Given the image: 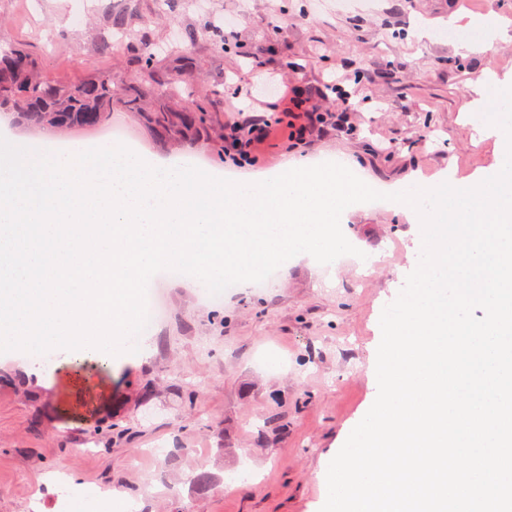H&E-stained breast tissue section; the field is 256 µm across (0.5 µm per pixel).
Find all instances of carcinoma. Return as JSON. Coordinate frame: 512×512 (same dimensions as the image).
Segmentation results:
<instances>
[{
    "label": "carcinoma",
    "instance_id": "cac0c4a2",
    "mask_svg": "<svg viewBox=\"0 0 512 512\" xmlns=\"http://www.w3.org/2000/svg\"><path fill=\"white\" fill-rule=\"evenodd\" d=\"M142 93L110 75L64 85L41 75L18 47L0 49V109L34 125L76 128L107 125L117 103L135 106Z\"/></svg>",
    "mask_w": 512,
    "mask_h": 512
}]
</instances>
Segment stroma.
Segmentation results:
<instances>
[{"label": "stroma", "instance_id": "stroma-1", "mask_svg": "<svg viewBox=\"0 0 512 512\" xmlns=\"http://www.w3.org/2000/svg\"><path fill=\"white\" fill-rule=\"evenodd\" d=\"M116 12L127 18L121 37ZM491 13L512 21V0H0V43L25 46L64 84L112 74L146 89L137 108L114 107L109 124L125 145L147 163L199 164L221 178L230 175L226 107L259 114L288 89L309 111L336 115L343 107L329 83L339 81L355 105L348 127L311 129L289 153L278 134L259 147L263 166L240 176L275 175L290 159L340 161L389 191L448 169L478 177L494 163L492 140L479 137L476 82L486 71L512 81V40L466 56L439 36L450 15ZM116 39L120 49L99 52ZM149 49L157 63L148 72L139 59ZM179 51L183 81L159 84ZM195 100L208 110L183 130L181 112ZM6 118L33 150L100 143L97 128L60 130L49 143L16 114ZM347 226L360 256L328 265L293 257L265 287L220 303L191 277L158 278L147 289L158 316L141 349L85 379L64 354L0 359V512H63L68 493L48 490L47 476L94 486L105 502L138 499L142 512H319L328 465L377 396L382 310L420 252L398 205H359ZM373 252L379 262L365 266ZM348 346L358 352L351 366ZM242 468L248 480L226 485Z\"/></svg>", "mask_w": 512, "mask_h": 512}]
</instances>
